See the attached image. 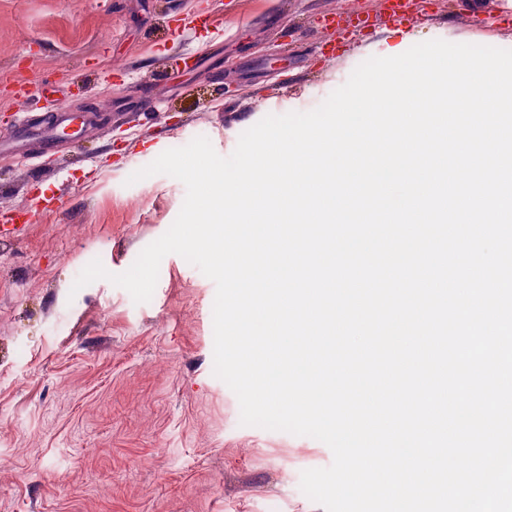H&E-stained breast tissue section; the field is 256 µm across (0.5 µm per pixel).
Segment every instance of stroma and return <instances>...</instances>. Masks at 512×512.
Segmentation results:
<instances>
[{"instance_id": "obj_1", "label": "stroma", "mask_w": 512, "mask_h": 512, "mask_svg": "<svg viewBox=\"0 0 512 512\" xmlns=\"http://www.w3.org/2000/svg\"><path fill=\"white\" fill-rule=\"evenodd\" d=\"M0 0V512H324L300 475L332 452L244 426L213 372L214 282L176 254L150 301L73 273L128 270L184 184L129 176L207 137L229 156L267 115L318 107L373 56L441 39L512 49V0ZM216 20L188 29L192 16ZM197 67H176L184 54ZM36 92L15 100L8 82ZM94 122L45 146V117ZM44 178L59 198L36 204Z\"/></svg>"}]
</instances>
